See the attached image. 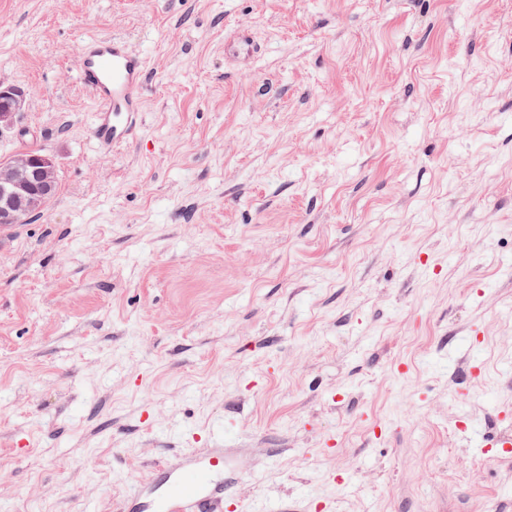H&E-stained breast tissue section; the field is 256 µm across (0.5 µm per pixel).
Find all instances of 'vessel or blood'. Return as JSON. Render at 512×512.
<instances>
[{
	"instance_id": "obj_1",
	"label": "vessel or blood",
	"mask_w": 512,
	"mask_h": 512,
	"mask_svg": "<svg viewBox=\"0 0 512 512\" xmlns=\"http://www.w3.org/2000/svg\"><path fill=\"white\" fill-rule=\"evenodd\" d=\"M148 62L119 36H90L80 47L77 78L95 101L93 135L100 150L129 141L142 122ZM233 457L220 448H192L157 464L129 490L120 512H236L224 495Z\"/></svg>"
}]
</instances>
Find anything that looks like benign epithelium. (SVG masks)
Listing matches in <instances>:
<instances>
[{"mask_svg":"<svg viewBox=\"0 0 512 512\" xmlns=\"http://www.w3.org/2000/svg\"><path fill=\"white\" fill-rule=\"evenodd\" d=\"M24 93L0 85V129L10 127L25 107ZM57 165L47 154L18 151L0 161V223L25 224L54 195Z\"/></svg>","mask_w":512,"mask_h":512,"instance_id":"1","label":"benign epithelium"}]
</instances>
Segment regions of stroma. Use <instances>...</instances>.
I'll list each match as a JSON object with an SVG mask.
<instances>
[{"instance_id": "35a3bbf8", "label": "stroma", "mask_w": 512, "mask_h": 512, "mask_svg": "<svg viewBox=\"0 0 512 512\" xmlns=\"http://www.w3.org/2000/svg\"><path fill=\"white\" fill-rule=\"evenodd\" d=\"M93 34L150 68L107 153ZM0 83L59 177L0 233V512L211 446L241 512H512V0H0Z\"/></svg>"}]
</instances>
